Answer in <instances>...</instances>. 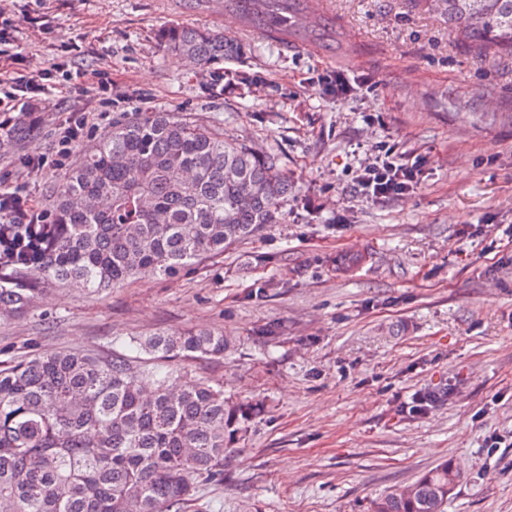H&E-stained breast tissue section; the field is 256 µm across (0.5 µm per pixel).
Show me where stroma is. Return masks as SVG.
<instances>
[{"label": "stroma", "mask_w": 512, "mask_h": 512, "mask_svg": "<svg viewBox=\"0 0 512 512\" xmlns=\"http://www.w3.org/2000/svg\"><path fill=\"white\" fill-rule=\"evenodd\" d=\"M322 2L318 40L282 43L224 0H0V115L26 121L8 104L18 77L40 78L34 126L0 148V187L49 210L83 147L143 111L247 137L296 187L278 223L176 276L43 283L0 315V361L84 349L222 384L247 418L189 512H372L444 461L461 475L447 512H512V56H476L421 0ZM168 26L224 31L247 53L185 62L158 45ZM84 112L65 165L22 166ZM387 147L421 183L373 198L358 180ZM349 255L363 265L337 269ZM187 329L234 348L158 363L139 347Z\"/></svg>", "instance_id": "obj_1"}]
</instances>
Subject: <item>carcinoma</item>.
<instances>
[{"label": "carcinoma", "mask_w": 512, "mask_h": 512, "mask_svg": "<svg viewBox=\"0 0 512 512\" xmlns=\"http://www.w3.org/2000/svg\"><path fill=\"white\" fill-rule=\"evenodd\" d=\"M479 57L512 55V0H427ZM247 27L295 29L302 0H226ZM160 44L200 66L245 46L213 30L167 27ZM295 187L279 158L224 128L171 112L112 124L52 200L51 224H0V312L27 309L42 281L91 292L141 272L170 276L217 256L279 216ZM161 359L232 350L204 330L140 343ZM244 411L224 385L178 384L124 357L49 351L0 364V507L9 512H187L199 484L224 475ZM444 461L386 493L373 512H444Z\"/></svg>", "instance_id": "cac0c4a2"}]
</instances>
